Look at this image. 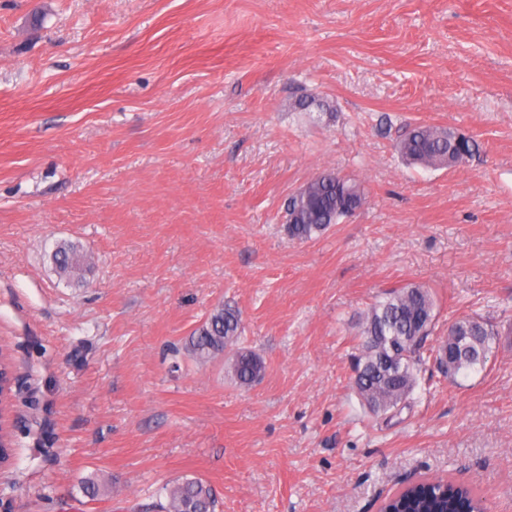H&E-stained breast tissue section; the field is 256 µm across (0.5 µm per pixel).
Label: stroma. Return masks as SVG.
<instances>
[{"instance_id":"35a3bbf8","label":"stroma","mask_w":512,"mask_h":512,"mask_svg":"<svg viewBox=\"0 0 512 512\" xmlns=\"http://www.w3.org/2000/svg\"><path fill=\"white\" fill-rule=\"evenodd\" d=\"M407 122L481 151L407 165ZM324 169L367 203L290 239ZM408 283L434 294L430 346L465 314L500 338L456 379L426 363L387 421L352 339ZM225 305L265 365L248 388L185 348ZM0 345L11 512H137L186 477L219 512H378L431 477L512 512V0H0ZM82 256L73 245L63 244L57 247L52 260L55 267L59 268L61 272L71 273L80 268Z\"/></svg>"}]
</instances>
